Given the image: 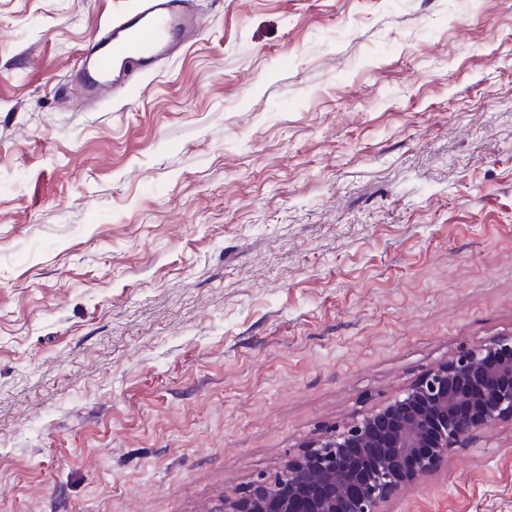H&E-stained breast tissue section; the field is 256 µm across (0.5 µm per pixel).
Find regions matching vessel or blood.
Returning <instances> with one entry per match:
<instances>
[{
  "mask_svg": "<svg viewBox=\"0 0 512 512\" xmlns=\"http://www.w3.org/2000/svg\"><path fill=\"white\" fill-rule=\"evenodd\" d=\"M207 23L193 0H137L98 31L85 51L73 74L81 101L133 94L146 72L197 43Z\"/></svg>",
  "mask_w": 512,
  "mask_h": 512,
  "instance_id": "1",
  "label": "vessel or blood"
}]
</instances>
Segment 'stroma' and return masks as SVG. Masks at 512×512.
Returning <instances> with one entry per match:
<instances>
[{
  "mask_svg": "<svg viewBox=\"0 0 512 512\" xmlns=\"http://www.w3.org/2000/svg\"><path fill=\"white\" fill-rule=\"evenodd\" d=\"M135 0H0V512H208L512 336V0H195L64 106ZM385 512H512V421ZM207 23L193 0H137L98 31L85 51L73 74L81 101L133 94L146 72L197 43Z\"/></svg>",
  "mask_w": 512,
  "mask_h": 512,
  "instance_id": "35a3bbf8",
  "label": "stroma"
}]
</instances>
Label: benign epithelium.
I'll return each mask as SVG.
<instances>
[{
	"label": "benign epithelium",
	"mask_w": 512,
	"mask_h": 512,
	"mask_svg": "<svg viewBox=\"0 0 512 512\" xmlns=\"http://www.w3.org/2000/svg\"><path fill=\"white\" fill-rule=\"evenodd\" d=\"M512 420V336L459 352L385 405L327 431L210 512H384L455 448Z\"/></svg>",
	"instance_id": "1"
}]
</instances>
